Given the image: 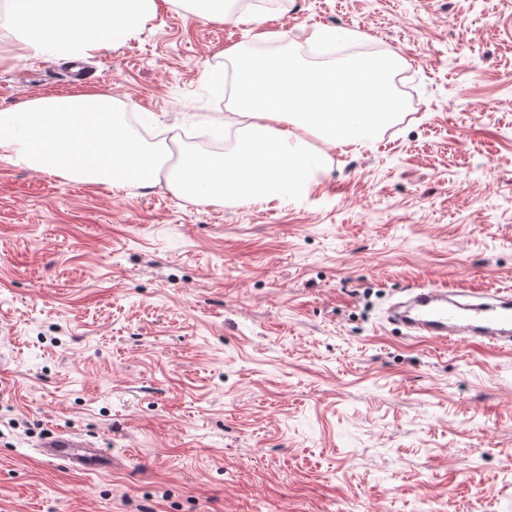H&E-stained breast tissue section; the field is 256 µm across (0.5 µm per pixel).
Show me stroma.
<instances>
[{"label": "stroma", "mask_w": 512, "mask_h": 512, "mask_svg": "<svg viewBox=\"0 0 512 512\" xmlns=\"http://www.w3.org/2000/svg\"><path fill=\"white\" fill-rule=\"evenodd\" d=\"M396 53L422 110L333 148L292 202L194 203L0 160V512H512V351L404 337L414 284L512 290V0H286ZM245 24L160 4L92 52L90 90L149 130L229 113L209 71ZM0 44V111L80 90ZM53 432L112 455L50 462Z\"/></svg>", "instance_id": "obj_1"}]
</instances>
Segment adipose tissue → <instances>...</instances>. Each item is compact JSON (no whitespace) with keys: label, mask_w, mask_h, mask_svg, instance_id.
Masks as SVG:
<instances>
[{"label":"adipose tissue","mask_w":512,"mask_h":512,"mask_svg":"<svg viewBox=\"0 0 512 512\" xmlns=\"http://www.w3.org/2000/svg\"><path fill=\"white\" fill-rule=\"evenodd\" d=\"M157 0H10L0 41L13 39L33 54L88 55L129 36L155 18ZM250 24V42L225 50L239 85L233 113L218 127L245 118L233 149L182 157L162 173L164 143L145 142L122 125L112 96L77 92L41 95L0 113V159L37 172L89 184L141 190L159 178L180 196L208 203L295 198L310 187L329 157L310 151L301 134L313 131L336 147L360 144L401 108L390 77L397 56L367 57L325 68L296 54L261 56L254 46L275 39L264 19L237 13Z\"/></svg>","instance_id":"1"}]
</instances>
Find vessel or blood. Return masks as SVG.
<instances>
[{
	"instance_id": "obj_1",
	"label": "vessel or blood",
	"mask_w": 512,
	"mask_h": 512,
	"mask_svg": "<svg viewBox=\"0 0 512 512\" xmlns=\"http://www.w3.org/2000/svg\"><path fill=\"white\" fill-rule=\"evenodd\" d=\"M387 318L413 337L497 348L512 342V292H455L445 286L424 285L409 289L406 302L391 305ZM42 452L73 469L99 472L112 467L110 453L64 433L48 437Z\"/></svg>"
}]
</instances>
